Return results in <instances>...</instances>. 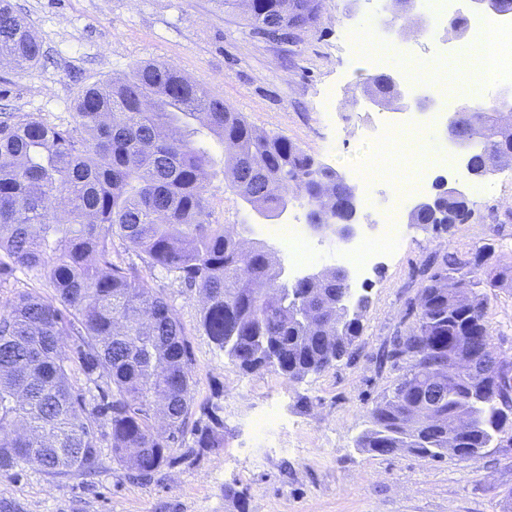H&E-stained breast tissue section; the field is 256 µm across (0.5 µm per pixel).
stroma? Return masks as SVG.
Instances as JSON below:
<instances>
[{
  "mask_svg": "<svg viewBox=\"0 0 512 512\" xmlns=\"http://www.w3.org/2000/svg\"><path fill=\"white\" fill-rule=\"evenodd\" d=\"M31 23L44 55L33 68L0 65V113L31 112L65 123L88 83L129 74L136 64L162 61L271 135H282L345 178L388 162L399 183L427 164L402 146L383 148L371 113L343 109L363 96L377 72H405L408 54L390 53L380 68L360 64L352 23L380 26L373 0H322L318 23L289 41L253 30L219 0H11ZM501 191L469 202L470 218L448 228L410 225L401 253L376 261L352 286L369 306L356 355L323 372L291 381L272 371L242 372L214 348L199 326L201 298L175 275L156 268L149 284L174 305L195 362L196 401L218 403L224 446L179 448L174 460L145 481L129 479L112 460L99 431L94 472L48 475L31 463L0 475V512H237L225 487L247 495V512H507L512 506V420L503 440L464 460H433L405 450L378 455L357 448L368 412L390 393L402 368L377 356L396 332L414 328L407 304L422 286V264L444 250L495 249L481 278L512 266V174ZM211 218L236 225L249 245L268 246L291 268L288 246L268 232L223 179L212 180ZM485 319L492 346L512 361V288L494 289ZM276 404L287 423L264 435L251 420Z\"/></svg>",
  "mask_w": 512,
  "mask_h": 512,
  "instance_id": "obj_1",
  "label": "stroma"
}]
</instances>
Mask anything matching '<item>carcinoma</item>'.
Returning a JSON list of instances; mask_svg holds the SVG:
<instances>
[{"label":"carcinoma","mask_w":512,"mask_h":512,"mask_svg":"<svg viewBox=\"0 0 512 512\" xmlns=\"http://www.w3.org/2000/svg\"><path fill=\"white\" fill-rule=\"evenodd\" d=\"M320 10L321 0H250L245 13L259 33L282 37L314 26ZM42 56L31 24L0 0V57L30 68ZM175 73L152 62L95 82L65 126L30 112L0 116V288L19 267L54 291L50 299L20 291L0 312V475L27 463L52 476L90 471L102 428L112 460L141 480L187 443L224 447L220 407L193 395L184 324L135 265L114 260L120 246L198 292L202 330L246 373L301 380L355 354L368 298L347 306L336 270L289 289L271 250L247 249L235 225L213 223L207 199L209 181L222 175L253 211L273 217L299 182L304 205L331 226L348 218V187L330 168L311 177V155ZM202 127L227 147L223 158L197 139ZM460 130L476 167L512 157V130L483 106L463 113ZM439 198V213L414 211L410 223L469 216L464 198L446 190ZM482 255L494 248L470 257L447 250L424 264L425 284L408 304L416 325L379 355L381 364L404 362L405 372L369 411L358 447L465 459L503 432L512 390L496 392L478 375L436 385L452 357L488 369L502 361L485 321L486 289L512 287V267L484 281ZM76 367L93 388L71 384ZM153 407L166 428L154 426ZM460 415L470 427L458 434Z\"/></svg>","instance_id":"carcinoma-1"}]
</instances>
